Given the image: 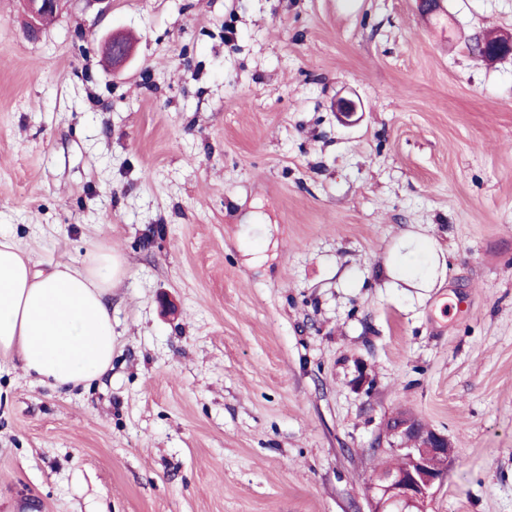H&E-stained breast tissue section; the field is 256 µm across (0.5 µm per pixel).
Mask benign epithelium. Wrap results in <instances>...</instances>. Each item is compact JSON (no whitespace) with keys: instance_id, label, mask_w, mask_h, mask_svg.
Listing matches in <instances>:
<instances>
[{"instance_id":"1","label":"benign epithelium","mask_w":512,"mask_h":512,"mask_svg":"<svg viewBox=\"0 0 512 512\" xmlns=\"http://www.w3.org/2000/svg\"><path fill=\"white\" fill-rule=\"evenodd\" d=\"M67 0H23L28 29L40 27L48 13H57ZM484 58L495 60L512 54V33L487 35L477 40ZM104 53L114 67L124 65L132 45L123 36L110 35ZM396 427L389 430L390 451L405 459V466L379 474L369 487V512H426L433 489L441 485L448 471V435L409 415L394 416Z\"/></svg>"}]
</instances>
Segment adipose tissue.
Wrapping results in <instances>:
<instances>
[{
    "label": "adipose tissue",
    "mask_w": 512,
    "mask_h": 512,
    "mask_svg": "<svg viewBox=\"0 0 512 512\" xmlns=\"http://www.w3.org/2000/svg\"><path fill=\"white\" fill-rule=\"evenodd\" d=\"M121 274L108 250L80 265L42 270L0 235V357L19 361L36 382L57 389L101 378L112 365L107 297Z\"/></svg>",
    "instance_id": "ef3b65f1"
}]
</instances>
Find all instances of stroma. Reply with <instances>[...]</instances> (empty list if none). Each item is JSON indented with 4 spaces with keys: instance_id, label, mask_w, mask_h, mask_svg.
Returning <instances> with one entry per match:
<instances>
[{
    "instance_id": "35a3bbf8",
    "label": "stroma",
    "mask_w": 512,
    "mask_h": 512,
    "mask_svg": "<svg viewBox=\"0 0 512 512\" xmlns=\"http://www.w3.org/2000/svg\"><path fill=\"white\" fill-rule=\"evenodd\" d=\"M490 32L512 0H68L34 39L0 0V233L43 269L126 267L101 380L0 359V512H368L401 408L453 444L430 512H512ZM412 239L427 276L402 272ZM104 53L113 67H120L132 55V45L125 37L111 34L104 42Z\"/></svg>"
}]
</instances>
